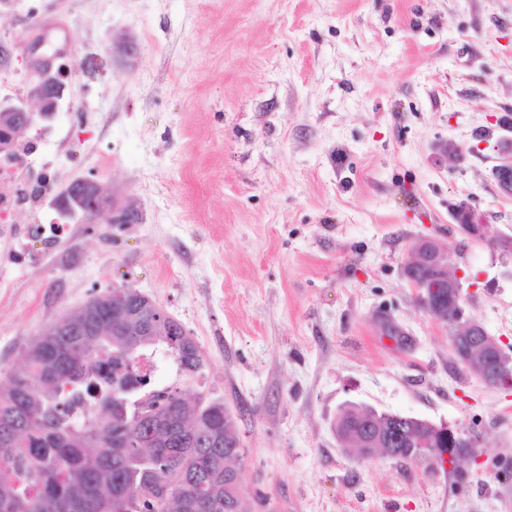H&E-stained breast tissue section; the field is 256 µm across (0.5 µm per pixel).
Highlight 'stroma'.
<instances>
[{
    "label": "stroma",
    "mask_w": 512,
    "mask_h": 512,
    "mask_svg": "<svg viewBox=\"0 0 512 512\" xmlns=\"http://www.w3.org/2000/svg\"><path fill=\"white\" fill-rule=\"evenodd\" d=\"M30 15L77 68L46 163L141 220L0 243V382L47 325L132 288L203 357L193 378L161 361L152 387L233 414L244 512H512V390L469 372L403 275L440 240L466 317L512 349L493 175L512 155V0H18L0 40ZM461 201L489 241L455 224ZM352 405L477 445L447 468L364 457L336 437Z\"/></svg>",
    "instance_id": "35a3bbf8"
}]
</instances>
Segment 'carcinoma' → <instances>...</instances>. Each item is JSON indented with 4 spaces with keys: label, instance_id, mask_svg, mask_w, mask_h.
<instances>
[{
    "label": "carcinoma",
    "instance_id": "carcinoma-1",
    "mask_svg": "<svg viewBox=\"0 0 512 512\" xmlns=\"http://www.w3.org/2000/svg\"><path fill=\"white\" fill-rule=\"evenodd\" d=\"M122 292L123 335H112L109 318L95 336L41 332L0 384V418L16 422L13 445L0 447V512H186L180 492L153 493L182 481L199 486L205 512H224V462L242 456L233 418L220 403L190 406L175 387L146 389L148 374L140 386L125 379L121 368L149 350H163L185 376L200 373L202 360L188 361L198 346L175 319L144 335L140 293ZM114 399L118 412H88ZM142 399L175 413L174 424L155 432L160 448L124 447L143 429ZM336 425L359 449L360 433L387 434L392 421L369 422L365 409L348 408Z\"/></svg>",
    "mask_w": 512,
    "mask_h": 512
}]
</instances>
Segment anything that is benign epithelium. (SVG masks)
I'll list each match as a JSON object with an SVG mask.
<instances>
[{
	"mask_svg": "<svg viewBox=\"0 0 512 512\" xmlns=\"http://www.w3.org/2000/svg\"><path fill=\"white\" fill-rule=\"evenodd\" d=\"M76 72L66 64L57 68L44 65L37 69L31 82L28 96L21 100L9 97L0 99V129L8 131L9 127L27 128L41 122H51L60 111V103L64 98L66 81ZM80 190L65 200H57L53 207L65 218L84 219V213L92 211L105 219L108 224H132L138 221V213L130 207H118L107 198L99 184L90 178L79 179ZM452 217L460 230L467 236L486 239V224L481 214L471 205L461 201L453 205ZM404 275L418 292L423 308L443 321H448V296H454L455 310L453 321L458 324L455 336V354L458 360L466 365L472 374L484 385L493 388L512 387V364L503 356L497 340L490 336L485 327L464 316L461 305V276L452 269L447 248L439 241L424 238L414 244L411 258L404 266ZM124 305V294L115 290L110 295L93 298L84 309V321L81 333L91 336L97 331L98 324L105 311L111 312L112 332L119 334L122 329L121 314ZM144 333L167 321L165 311L149 298H144L142 305ZM482 348L480 363H471L472 350ZM434 433L450 439L456 449L450 453L442 448H431L420 444L415 448H390L389 454L413 460H426L435 466L453 465L467 456L466 449L475 446L471 438L459 436L448 424L437 425L424 421Z\"/></svg>",
	"mask_w": 512,
	"mask_h": 512,
	"instance_id": "7a95c632",
	"label": "benign epithelium"
}]
</instances>
